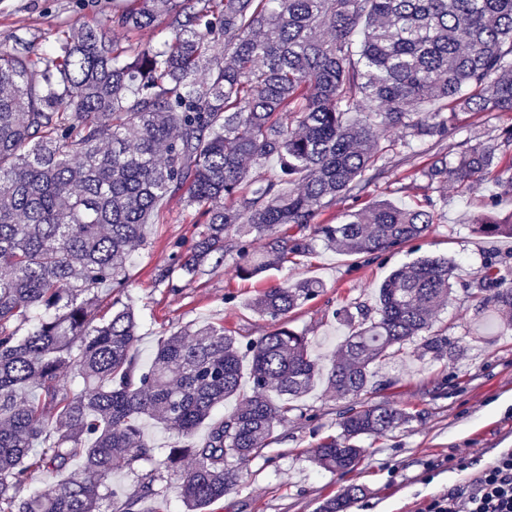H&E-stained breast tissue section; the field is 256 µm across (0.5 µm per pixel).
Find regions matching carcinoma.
I'll return each mask as SVG.
<instances>
[{
  "label": "carcinoma",
  "mask_w": 512,
  "mask_h": 512,
  "mask_svg": "<svg viewBox=\"0 0 512 512\" xmlns=\"http://www.w3.org/2000/svg\"><path fill=\"white\" fill-rule=\"evenodd\" d=\"M162 15L171 35L159 46L124 47L78 26L57 31L40 56L0 47V512H104L121 497L116 512H140L141 499L160 495L165 472L178 477L187 512H201L318 379L358 396L373 366L416 339L436 359L456 352L433 324L453 294L446 257L404 264L381 284L375 307L344 311L348 335L327 368L286 321L321 283L260 293L252 308L275 327L248 347L249 396L239 341L224 326L170 334L144 371L133 307L118 299L96 322L91 305L104 285L124 291L130 252L176 196L205 222L162 281L222 266L232 229L241 278L309 254L317 237L349 255L421 238L435 223L429 201H379L334 224L318 217L384 171L380 128L433 147L459 110L512 112V0H124L112 30L129 34ZM270 158L277 173L252 171ZM490 171L499 194L512 196V126L493 143L433 153L419 175L442 187ZM472 223L512 237V223ZM289 224L299 233L288 234ZM252 238L264 240L258 256ZM477 294L512 326V283L497 263L485 265ZM31 312L36 323L17 335L9 322ZM231 397L240 398L233 412L194 441ZM144 417L177 435L160 461ZM407 418L393 405H363L315 459L350 471L363 456L359 438ZM76 458L80 468L54 491L17 498L37 470H64ZM140 466L149 467L142 494L123 497L112 472ZM360 492L352 485L319 512H347Z\"/></svg>",
  "instance_id": "cac0c4a2"
}]
</instances>
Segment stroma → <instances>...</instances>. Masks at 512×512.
<instances>
[{
    "mask_svg": "<svg viewBox=\"0 0 512 512\" xmlns=\"http://www.w3.org/2000/svg\"><path fill=\"white\" fill-rule=\"evenodd\" d=\"M118 3L0 0V45L42 54L57 29L77 24L111 31ZM509 125L512 113H464L448 145L456 147L473 135L491 142ZM429 155L424 147H396L386 155L385 174L357 200L336 206L341 213L379 200H432L437 223L399 252L350 256L317 240L309 255L241 279L232 272L237 256L230 251L223 267L167 283L160 280L161 271L175 255L188 251L202 224L195 209L174 198L161 206L146 246L133 254L122 295L99 289V311L109 314L117 298L133 305L139 318V362L146 367L161 339L190 324L224 325L243 345L258 340L273 324L252 311V299L263 289L312 278L322 284L319 296L292 313L288 323L308 336L313 355L325 361L347 334L340 308L374 305L389 274L417 257L451 259L462 286L475 283L493 258L512 280V238L479 233L471 223L488 213L512 220V196L491 198L485 183L471 190L453 182L444 189L428 185L415 171ZM462 286L435 321L456 342L453 357L435 360L408 348L395 363L376 369L357 399L315 384L240 472L233 488L206 512H319L324 501L353 484L363 489L357 512H422L428 501L466 485L482 464L512 450V330H500L491 310L468 298ZM361 402L390 403L405 409L409 418L387 433L360 438L364 453L353 470L323 469L313 458L314 448L339 435L343 415Z\"/></svg>",
    "mask_w": 512,
    "mask_h": 512,
    "instance_id": "obj_1",
    "label": "stroma"
}]
</instances>
